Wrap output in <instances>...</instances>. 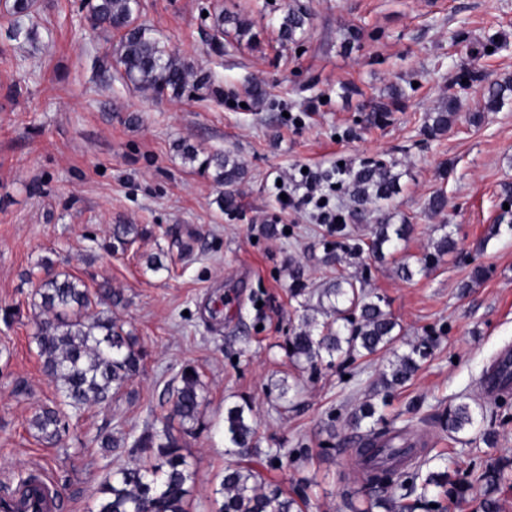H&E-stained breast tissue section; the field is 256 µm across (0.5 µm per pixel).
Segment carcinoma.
I'll use <instances>...</instances> for the list:
<instances>
[{
  "label": "carcinoma",
  "mask_w": 512,
  "mask_h": 512,
  "mask_svg": "<svg viewBox=\"0 0 512 512\" xmlns=\"http://www.w3.org/2000/svg\"><path fill=\"white\" fill-rule=\"evenodd\" d=\"M34 0H13L10 11L15 17L13 36L33 39L34 27H26L23 19L30 17ZM82 8L93 26L107 31L121 30L119 47L114 63L122 78L140 91H148L155 98L180 97L187 86L198 90L211 86V76L195 69L173 50L154 38L150 29L137 23L141 4L139 0H82ZM304 14L288 10L280 18L278 29L282 39L288 41L303 31ZM231 26L240 37L250 33V23L239 15L222 12L212 17L215 35L224 34V26ZM512 92L511 83H493L487 89V107L496 108ZM405 94L393 93L388 102L374 108L375 121L388 119L400 109ZM456 118L454 101L445 99L432 112L427 113L424 131L431 136L448 131ZM183 157L202 173H207L219 186L225 187L219 204L228 211L235 209L233 187L240 183L246 169L234 153H202L195 147L181 145ZM394 164L366 163L349 172V194L358 208L392 200L397 193L399 175ZM345 227L336 225L342 240L336 242V263L346 258H358L364 251L376 259L385 257L384 251H397L400 242L412 232L410 224H391L385 217L373 225L369 242L344 234ZM144 229L135 224H117L112 230V241L104 244L108 251L126 249ZM456 241L446 231L431 244V250L416 259L412 265L405 261L398 274L410 280L420 272L435 267L449 252L455 250ZM35 295L39 307L51 318L38 326L35 340L43 360L45 374L56 384L68 406L78 410L95 403L101 404L136 374L145 358V351L137 338L124 331L112 317V310L91 311L93 302L84 282L68 273L50 274L39 282ZM385 301L365 289V280L357 274L340 275L328 288L318 292V307L323 315L318 319L308 314L303 305L301 327L287 338L288 358L298 366L314 367L327 361L340 363L343 368L354 366L357 360L381 351L392 354L388 370L380 375L373 395L388 392L408 382L421 369L431 355L435 339L428 337L410 346L409 351L398 353L400 333ZM478 386V409L460 401L448 410L433 416L434 423L448 433L453 441L471 432L483 411L508 406L512 394V368L495 358L483 371ZM175 413L185 424L198 422L203 400L202 382L195 367L182 369L179 385L171 390ZM355 428L370 420L369 427L358 435L357 447L352 449L365 480L378 489L365 512L382 508L384 512H448L444 501L458 506L480 492L483 512H499L497 494L504 480L505 466L496 461L473 465L467 479H453L448 473V462L440 460L436 466L429 463V450L411 438V425L396 427L384 417L376 416L371 399L363 401L352 414ZM30 425L45 441L56 444L69 431V423L53 407L37 410ZM257 425L252 404L244 400L224 412V441L238 454L257 453L253 446ZM135 448L155 449L153 460L147 465L123 466L112 471L99 490L96 512H188L187 497L193 473L178 440L165 435V441L156 442L150 434L134 441ZM220 494L222 503L218 512H303L307 503L301 492L288 493L280 486L264 483L250 467H237L224 471Z\"/></svg>",
  "instance_id": "cac0c4a2"
}]
</instances>
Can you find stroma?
<instances>
[{"mask_svg": "<svg viewBox=\"0 0 512 512\" xmlns=\"http://www.w3.org/2000/svg\"><path fill=\"white\" fill-rule=\"evenodd\" d=\"M11 3L0 0V490L32 474L51 482L60 512H95L113 469L150 460L146 450L101 448V436L168 432L194 472L189 512H215L224 468L236 462L225 452L224 410L247 397L260 450L249 463L262 480L305 488L304 512H362L370 495L346 420L387 361L361 359L349 378L336 365L301 372L289 360L286 339L302 313L293 271L315 289L352 267L329 259L335 225L286 204L275 184L303 168L348 170L374 159L400 175L391 223L414 230L393 257L371 265L367 288L400 324V350L438 340L377 411L389 420L419 406L415 430L427 431L430 448L459 473L490 458L512 461V423L485 415L462 443L432 423L476 395L483 369L512 347V235L489 234L512 220L504 212L512 95L485 109L488 85L512 82V0H141L140 23L213 74L212 89L162 99L124 83L113 67L118 34L92 28L81 0H36L31 42L10 38ZM291 9L307 23L287 42L278 20ZM219 11L247 18L252 40L231 29L213 40ZM254 84L262 101L247 94ZM397 87L402 109L375 123L373 106ZM450 96L456 121L427 135V112ZM182 142L239 156L247 174L234 212L219 208L220 188L183 159ZM440 188L448 208L435 214L428 200ZM330 197L348 230L367 237L376 208L356 211L343 187ZM116 224L146 233L105 252ZM446 228L455 251L429 273L399 277L398 263L415 261ZM45 260L92 289L109 281L122 296L114 314L146 352L139 373L109 402L70 415L68 435L54 445L30 426L40 406L58 401L34 340ZM478 265L486 274L476 280ZM187 365L203 385L191 428L169 403ZM288 385L298 394H282ZM272 448L305 455L276 466Z\"/></svg>", "mask_w": 512, "mask_h": 512, "instance_id": "obj_1", "label": "stroma"}]
</instances>
